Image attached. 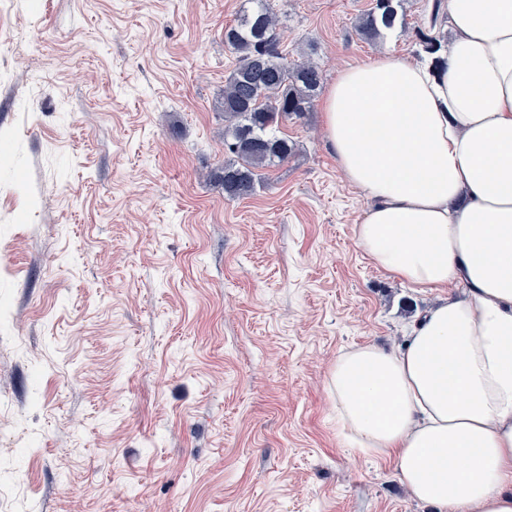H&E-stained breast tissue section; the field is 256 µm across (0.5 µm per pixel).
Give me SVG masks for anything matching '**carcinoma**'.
<instances>
[{"label": "carcinoma", "instance_id": "cac0c4a2", "mask_svg": "<svg viewBox=\"0 0 512 512\" xmlns=\"http://www.w3.org/2000/svg\"><path fill=\"white\" fill-rule=\"evenodd\" d=\"M403 0H376L356 28L374 41L397 25L406 24ZM445 4L432 5L429 32L420 33L423 51L436 53L442 36L434 33ZM224 43L237 54L220 101L224 114V153L229 159L212 173L224 198L239 200L255 194L264 170L288 160L296 143L281 128L311 111L323 84V72L308 61L288 59L271 0H243L236 23L224 31Z\"/></svg>", "mask_w": 512, "mask_h": 512}]
</instances>
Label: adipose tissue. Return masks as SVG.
<instances>
[{
  "mask_svg": "<svg viewBox=\"0 0 512 512\" xmlns=\"http://www.w3.org/2000/svg\"><path fill=\"white\" fill-rule=\"evenodd\" d=\"M437 67L389 54L323 102L339 169L369 202L354 228L380 270L446 294L405 345L341 352V432L394 461L437 512H512V0H447Z\"/></svg>",
  "mask_w": 512,
  "mask_h": 512,
  "instance_id": "adipose-tissue-1",
  "label": "adipose tissue"
}]
</instances>
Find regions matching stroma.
<instances>
[{"mask_svg": "<svg viewBox=\"0 0 512 512\" xmlns=\"http://www.w3.org/2000/svg\"><path fill=\"white\" fill-rule=\"evenodd\" d=\"M242 0H0V512H434L338 434L327 376L437 298L376 268L322 108L228 201L218 105ZM325 83L407 31L375 0H275ZM403 0H376L375 6L363 14L356 28L363 39L374 41L383 39L387 31L398 24H406V15L402 9Z\"/></svg>", "mask_w": 512, "mask_h": 512, "instance_id": "stroma-1", "label": "stroma"}]
</instances>
